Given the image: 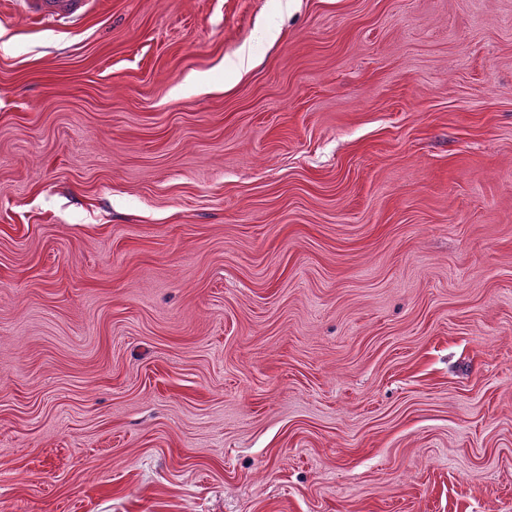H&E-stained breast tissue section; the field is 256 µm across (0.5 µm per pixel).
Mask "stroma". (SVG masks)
Masks as SVG:
<instances>
[{"mask_svg":"<svg viewBox=\"0 0 512 512\" xmlns=\"http://www.w3.org/2000/svg\"><path fill=\"white\" fill-rule=\"evenodd\" d=\"M0 512H512V0H0ZM22 12L56 22L79 18L87 0H16Z\"/></svg>","mask_w":512,"mask_h":512,"instance_id":"stroma-1","label":"stroma"}]
</instances>
